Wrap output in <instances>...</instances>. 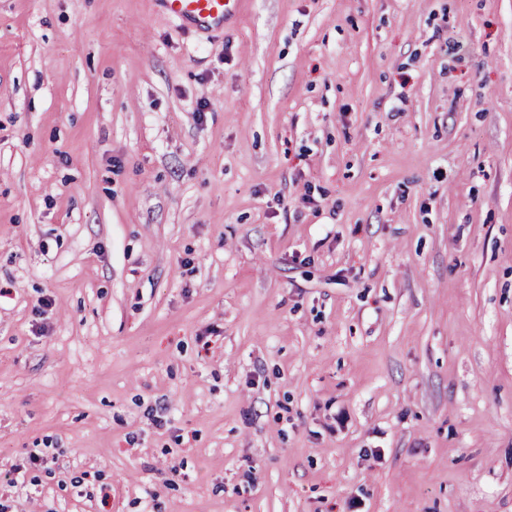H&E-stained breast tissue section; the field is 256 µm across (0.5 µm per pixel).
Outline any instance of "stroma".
I'll use <instances>...</instances> for the list:
<instances>
[{
  "instance_id": "stroma-1",
  "label": "stroma",
  "mask_w": 512,
  "mask_h": 512,
  "mask_svg": "<svg viewBox=\"0 0 512 512\" xmlns=\"http://www.w3.org/2000/svg\"><path fill=\"white\" fill-rule=\"evenodd\" d=\"M0 287V512H512V0H0ZM164 13L182 27L219 31L238 14L240 0H160Z\"/></svg>"
}]
</instances>
